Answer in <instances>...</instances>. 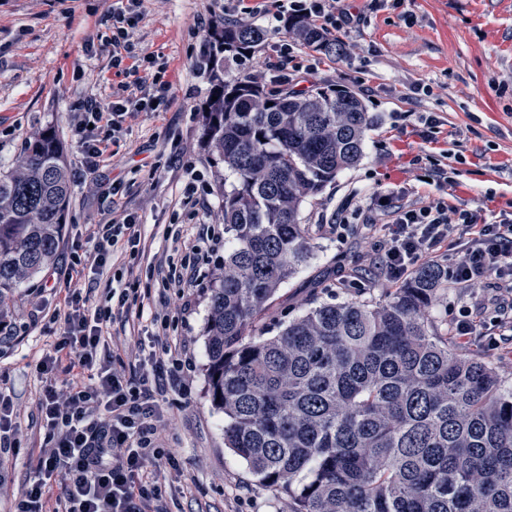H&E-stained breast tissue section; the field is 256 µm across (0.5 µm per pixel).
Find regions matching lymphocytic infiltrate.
<instances>
[{"mask_svg": "<svg viewBox=\"0 0 512 512\" xmlns=\"http://www.w3.org/2000/svg\"><path fill=\"white\" fill-rule=\"evenodd\" d=\"M142 3L112 0L107 14L112 67L129 77L130 93L113 94L108 103L90 97L72 109V129L91 171L111 162V146L123 129L124 116L164 106L172 89L166 62L153 54L135 53L130 42ZM279 10L303 14L319 30L330 24L350 29L359 22L342 0H284ZM379 231L378 267L387 283L405 280L415 266L435 262L444 250L449 284L474 291L494 288L503 300L512 296V224L478 223L473 214L450 207L440 197L396 208L391 223L380 225ZM89 238L101 267L116 249L133 260L143 254L139 224L130 216L95 225ZM223 244L217 225H200L197 238L185 247L189 261L169 269L161 278L162 288H179L197 277L192 255L215 252ZM87 268L85 259L72 253L67 275L77 284L65 290V326L58 332L43 324L44 335L55 336L56 342L53 353L35 366L38 375L50 374L64 354L70 368L86 373L87 379L68 381L62 391L44 390L39 408L48 434L36 474L17 498L14 512H45L47 482L59 473L64 476V512H152V502L161 495L153 466L167 452L158 442L157 398L174 386L179 373L192 371L194 363L184 349L167 342V316L158 311L151 316L149 350L137 371L129 378L113 371L102 336L108 324L128 312L129 294L139 280L114 274L104 303L91 307L78 285Z\"/></svg>", "mask_w": 512, "mask_h": 512, "instance_id": "obj_1", "label": "lymphocytic infiltrate"}]
</instances>
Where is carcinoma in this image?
I'll return each instance as SVG.
<instances>
[{"label":"carcinoma","instance_id":"obj_1","mask_svg":"<svg viewBox=\"0 0 512 512\" xmlns=\"http://www.w3.org/2000/svg\"><path fill=\"white\" fill-rule=\"evenodd\" d=\"M286 31L336 55L300 16ZM259 27L226 24L208 64V144L231 171L224 272L207 322L213 403L224 441L292 512H512V388L448 345L432 316L448 264L419 267L379 300L320 303L277 335H254L279 286L312 250L301 206L359 163L379 122L352 92L266 91L224 79V53L252 51ZM70 179L57 138L36 136L0 173V297L59 246Z\"/></svg>","mask_w":512,"mask_h":512}]
</instances>
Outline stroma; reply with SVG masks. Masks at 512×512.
Returning <instances> with one entry per match:
<instances>
[{
    "mask_svg": "<svg viewBox=\"0 0 512 512\" xmlns=\"http://www.w3.org/2000/svg\"><path fill=\"white\" fill-rule=\"evenodd\" d=\"M110 0H0V171L16 169L32 134L55 130L71 175L72 194L54 261L13 289L0 321L11 338L0 341V391L21 411L15 424L22 434L16 455L0 459L7 480L0 485V512L14 504L35 471L47 433L37 403L44 382L35 365L51 351L53 337L34 326L31 314L63 322L64 272L72 251L90 255L91 225L128 215L138 218L146 243L143 264L176 266L181 252L163 238L171 224L196 232L219 224L224 215L223 163L204 136V107L210 95L209 72L196 65L199 23L210 19L213 0H143L142 17L132 41L140 54L168 63L173 82L166 107L127 115L112 164L86 171L70 124V111L87 97L111 98L122 82L112 69L107 44ZM263 8L246 18L262 28L263 41L251 59L227 63V77L245 74L251 61L272 59L277 45L293 47L297 74L289 88L316 92L333 83L355 93L369 112L379 115L368 131L364 157L301 208L312 256L279 288L273 315L288 321L310 303H340L353 296L379 300L385 293L371 258L378 253L371 227L387 222L379 203L389 189H404L408 202L439 196L429 178L428 156L446 155L454 187L449 205L512 220V0H402L395 7L373 8L371 0H346L360 23L340 35L339 55L327 56L286 34L272 20L275 0H244ZM441 123L436 141L424 139L422 114ZM202 189L196 207L186 206L188 185ZM346 218L336 230L337 218ZM343 275L359 289L339 284ZM142 278L129 297L128 320H116L108 338L112 367L130 376L136 358L133 328L149 324L164 307L171 338L185 346L195 363L178 385L160 399L159 427L172 462L157 469L164 512H291L288 497L260 485L247 463L224 445V413L209 396L205 327L211 280L184 288L182 297L160 305L147 296Z\"/></svg>",
    "mask_w": 512,
    "mask_h": 512,
    "instance_id": "1",
    "label": "stroma"
}]
</instances>
